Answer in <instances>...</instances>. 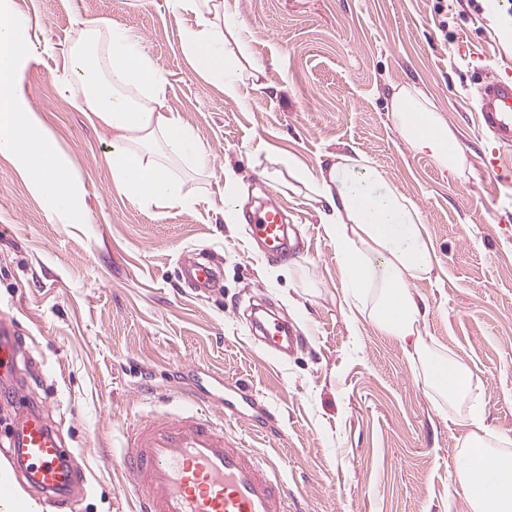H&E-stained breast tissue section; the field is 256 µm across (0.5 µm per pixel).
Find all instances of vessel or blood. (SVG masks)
<instances>
[{
	"label": "vessel or blood",
	"mask_w": 512,
	"mask_h": 512,
	"mask_svg": "<svg viewBox=\"0 0 512 512\" xmlns=\"http://www.w3.org/2000/svg\"><path fill=\"white\" fill-rule=\"evenodd\" d=\"M475 103L481 131L492 144L482 168L492 176L500 157L512 151V74L482 77ZM246 221L266 255L288 254L289 225L279 204L261 207ZM182 273L199 288L216 278L211 267L193 258L184 261ZM253 324L271 350L292 352L303 342L299 329L274 316ZM23 341L18 325L0 321V379L18 373ZM205 402L199 394L178 408L153 411L124 434L119 464L132 478L137 512H288V490L276 476V459L256 456L227 436L223 420L205 414ZM10 453L34 488L57 495L62 510L84 483L83 472L70 463L63 439L43 414L20 419Z\"/></svg>",
	"instance_id": "1"
}]
</instances>
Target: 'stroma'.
I'll use <instances>...</instances> for the list:
<instances>
[{
    "label": "stroma",
    "instance_id": "obj_1",
    "mask_svg": "<svg viewBox=\"0 0 512 512\" xmlns=\"http://www.w3.org/2000/svg\"><path fill=\"white\" fill-rule=\"evenodd\" d=\"M436 0H235L248 53L264 68L225 96L182 47L194 28L171 0H7L27 25L23 93L82 184L85 224H61L0 157V318L25 331L20 393L43 409L85 475L67 510L131 512L132 483L112 453L138 412L185 387H206L238 417L224 428L279 462L303 512H471L456 481L467 420L436 410L401 343L343 302L335 243L307 191L272 184V162L311 172L334 154L371 159L421 211L435 247L420 299L428 343L468 364L487 425L512 439V155L486 179L491 145L468 97L479 74L512 69V39L494 13H436ZM140 37L168 78L166 104L207 146L210 165L177 174L196 200L164 215L112 183L111 132L64 88L83 22ZM416 85L466 156L461 176L405 142L390 112L394 87ZM235 175L241 214L221 209ZM274 199L298 229L290 257L252 240L244 211ZM202 257L212 287L194 288L182 262ZM296 267H289V260ZM274 306L307 343L275 355L254 340L246 310ZM252 390L250 401L238 384Z\"/></svg>",
    "mask_w": 512,
    "mask_h": 512
}]
</instances>
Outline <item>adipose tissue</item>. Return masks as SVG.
Returning a JSON list of instances; mask_svg holds the SVG:
<instances>
[{"mask_svg":"<svg viewBox=\"0 0 512 512\" xmlns=\"http://www.w3.org/2000/svg\"><path fill=\"white\" fill-rule=\"evenodd\" d=\"M193 13L195 29L183 38L194 69L218 80L227 97L261 69L249 60L243 23L229 0H171ZM70 84L82 92L80 107L112 134L109 165L114 187L145 206L188 208L175 166H207L209 151L199 136L166 105L165 72L130 31L98 24L85 27L71 47ZM25 46L15 24L0 9V156L63 224L88 221L85 192L62 156L57 140L29 109L20 74ZM393 120L408 145L428 154L450 175L466 157L442 115L416 87L394 89ZM289 176L319 203L343 271V299L382 333L409 349L438 409L464 411L472 426L458 455L460 487L472 512H512V453L498 450L470 367L432 349L419 325L420 305L409 289L430 276L435 250L417 206L388 183L383 171L362 154H336L312 174L293 158Z\"/></svg>","mask_w":512,"mask_h":512,"instance_id":"ef3b65f1","label":"adipose tissue"}]
</instances>
